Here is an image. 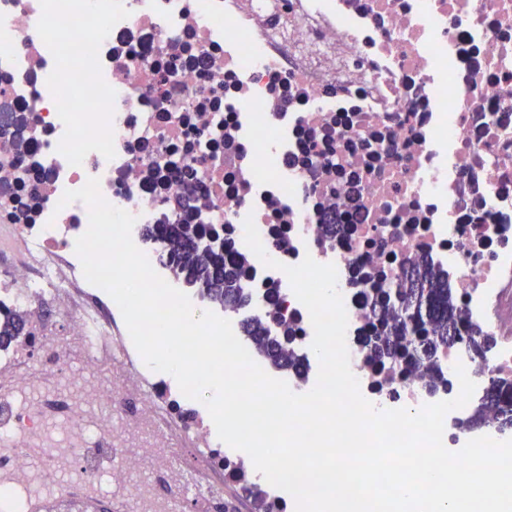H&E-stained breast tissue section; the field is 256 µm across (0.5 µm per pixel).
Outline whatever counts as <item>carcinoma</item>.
Segmentation results:
<instances>
[{"label":"carcinoma","mask_w":512,"mask_h":512,"mask_svg":"<svg viewBox=\"0 0 512 512\" xmlns=\"http://www.w3.org/2000/svg\"><path fill=\"white\" fill-rule=\"evenodd\" d=\"M210 230L207 224H155L144 229L148 237L162 236L165 249L161 256L186 275L189 283L206 291L215 302L239 309L248 304L241 288L243 270L240 265L224 260V249L203 251L199 241ZM421 280L418 302H413L402 283L394 288L364 289L371 307L372 322L363 345L372 363L371 373L379 386L386 381L384 374L392 362L405 363L426 370L429 386L436 389L448 385L434 371L439 355L455 342L458 314L448 311V277L427 260L415 265ZM26 314L11 312L0 320V345L23 335ZM246 339L275 367L290 368L297 373L306 370L305 357L268 335L267 323L251 318L242 325ZM487 408L497 410L500 425L512 429V402L501 398L499 386H489L468 423L478 422Z\"/></svg>","instance_id":"carcinoma-1"}]
</instances>
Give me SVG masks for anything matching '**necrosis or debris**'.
I'll list each match as a JSON object with an SVG mask.
<instances>
[{
    "label": "necrosis or debris",
    "instance_id": "necrosis-or-debris-1",
    "mask_svg": "<svg viewBox=\"0 0 512 512\" xmlns=\"http://www.w3.org/2000/svg\"><path fill=\"white\" fill-rule=\"evenodd\" d=\"M99 181L146 225L208 224L244 261L253 315L282 306L311 370L314 330L269 257L334 264L350 367L373 404L362 274L447 272L461 341L386 395L454 398L463 363L484 393L512 382V0H0V512H224L232 459L210 416L143 367L75 241ZM490 340L483 356L466 334ZM445 418L443 443L506 434L494 413ZM26 322L25 313L9 312L4 320H0V345L11 343L17 336L23 335Z\"/></svg>",
    "mask_w": 512,
    "mask_h": 512
}]
</instances>
